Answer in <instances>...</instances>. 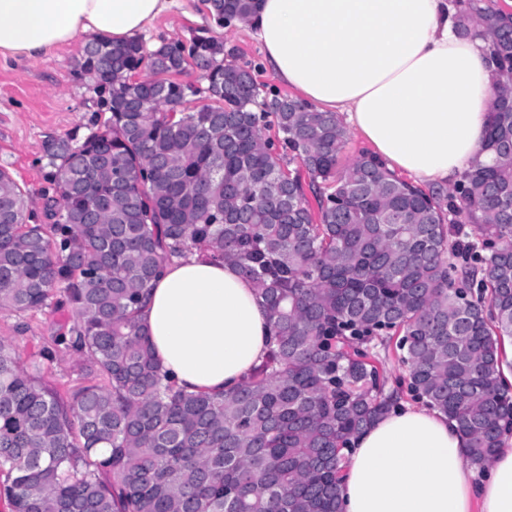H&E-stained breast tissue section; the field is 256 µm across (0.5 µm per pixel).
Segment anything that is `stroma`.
<instances>
[{
  "label": "stroma",
  "mask_w": 512,
  "mask_h": 512,
  "mask_svg": "<svg viewBox=\"0 0 512 512\" xmlns=\"http://www.w3.org/2000/svg\"><path fill=\"white\" fill-rule=\"evenodd\" d=\"M204 27L223 38L235 63L252 66L268 94L286 93V86L266 69L263 47L247 24L216 27L203 0H171L143 38L154 48L187 40L192 29ZM82 49L79 42L64 45L38 61L0 57V168L33 191L47 186L44 166L51 144L60 138L83 141L97 117L96 97L77 68ZM75 320L73 308L65 303L21 313L0 310V339L11 345L24 369L64 402L79 387L106 382L100 371L86 369L58 343ZM46 350L54 352V361L43 359Z\"/></svg>",
  "instance_id": "1"
}]
</instances>
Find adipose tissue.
Masks as SVG:
<instances>
[{
  "instance_id": "obj_1",
  "label": "adipose tissue",
  "mask_w": 512,
  "mask_h": 512,
  "mask_svg": "<svg viewBox=\"0 0 512 512\" xmlns=\"http://www.w3.org/2000/svg\"><path fill=\"white\" fill-rule=\"evenodd\" d=\"M170 0H0V55L30 60L81 39L122 43ZM452 0H261L249 27L268 68L319 111L346 115L389 167L455 185L479 155L495 97ZM141 320L167 376L190 392L237 388L268 353V311L231 265H166ZM342 512H512V445L479 473L443 414L399 405L357 434Z\"/></svg>"
}]
</instances>
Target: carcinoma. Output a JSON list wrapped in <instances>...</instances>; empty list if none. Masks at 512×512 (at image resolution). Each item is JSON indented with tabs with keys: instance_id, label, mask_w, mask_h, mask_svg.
<instances>
[{
	"instance_id": "carcinoma-1",
	"label": "carcinoma",
	"mask_w": 512,
	"mask_h": 512,
	"mask_svg": "<svg viewBox=\"0 0 512 512\" xmlns=\"http://www.w3.org/2000/svg\"><path fill=\"white\" fill-rule=\"evenodd\" d=\"M205 3L226 27L259 0ZM457 8L458 29L487 42L498 92L486 158L449 189L425 191L368 150L338 168L336 115L267 97L206 29L154 50L138 36L85 44L77 67L110 116L48 153L47 224L0 169V309L62 293L77 314L63 341L108 386L65 404L0 339L13 512H341L344 450L401 399L371 360L383 332L399 336L409 392L486 468L512 433V23L485 0ZM191 65L205 86L174 79ZM200 94L211 103L186 107ZM194 252L248 279L276 330L221 397L166 380L139 320L163 267Z\"/></svg>"
}]
</instances>
